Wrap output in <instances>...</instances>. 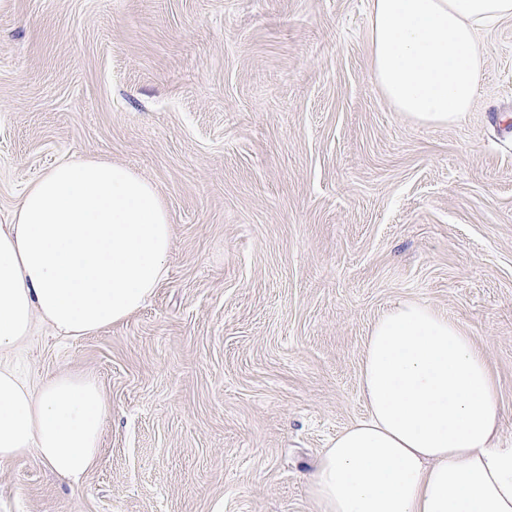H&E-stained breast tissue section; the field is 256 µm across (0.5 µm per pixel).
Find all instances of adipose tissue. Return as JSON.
<instances>
[{
	"mask_svg": "<svg viewBox=\"0 0 512 512\" xmlns=\"http://www.w3.org/2000/svg\"><path fill=\"white\" fill-rule=\"evenodd\" d=\"M512 0H370V64L395 111L449 125L483 77L481 30ZM174 229L157 187L123 165L59 161L0 224V464L37 453L70 485L100 459L106 404L64 371L33 384L11 361L38 327L88 336L126 321L167 272ZM366 412L323 449L318 512H512V448L483 350L447 314L404 300L373 323Z\"/></svg>",
	"mask_w": 512,
	"mask_h": 512,
	"instance_id": "adipose-tissue-1",
	"label": "adipose tissue"
}]
</instances>
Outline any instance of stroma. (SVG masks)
<instances>
[{
    "mask_svg": "<svg viewBox=\"0 0 512 512\" xmlns=\"http://www.w3.org/2000/svg\"><path fill=\"white\" fill-rule=\"evenodd\" d=\"M370 0H0V224L63 159L160 191L168 271L99 333L41 330L31 383L94 375L82 484L0 464V512H317L323 448L365 413L373 322L402 300L484 351L512 446V20L450 126L396 112Z\"/></svg>",
    "mask_w": 512,
    "mask_h": 512,
    "instance_id": "obj_1",
    "label": "stroma"
}]
</instances>
